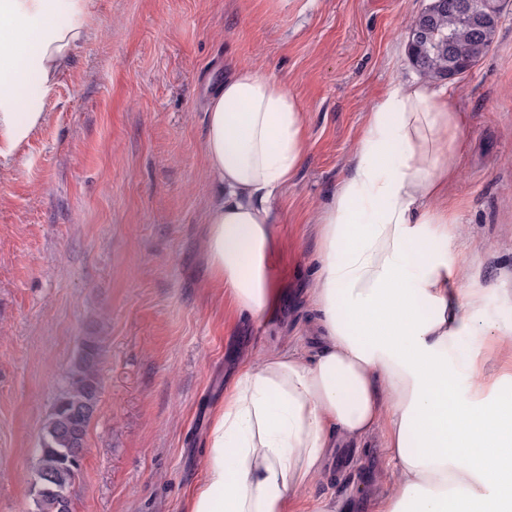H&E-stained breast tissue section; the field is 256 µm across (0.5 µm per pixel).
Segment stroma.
I'll use <instances>...</instances> for the list:
<instances>
[{
	"instance_id": "obj_1",
	"label": "stroma",
	"mask_w": 512,
	"mask_h": 512,
	"mask_svg": "<svg viewBox=\"0 0 512 512\" xmlns=\"http://www.w3.org/2000/svg\"><path fill=\"white\" fill-rule=\"evenodd\" d=\"M429 0H83L86 35L39 95L45 124L0 169V512H36V450L88 332L100 394L71 512H185L207 462L213 410L239 364L278 337L320 342L307 290L313 220L345 174L366 115L420 81L408 27ZM276 77L307 110L306 158L275 207L286 277L279 317L234 314L208 286L201 242L214 186L206 103L232 67ZM467 123L448 206L463 235V287L487 347L512 371V0L489 52L436 79ZM384 432L332 449L297 512H373L398 478Z\"/></svg>"
}]
</instances>
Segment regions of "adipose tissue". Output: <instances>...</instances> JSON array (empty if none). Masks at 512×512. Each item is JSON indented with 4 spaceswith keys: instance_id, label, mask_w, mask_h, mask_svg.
Returning <instances> with one entry per match:
<instances>
[{
    "instance_id": "1",
    "label": "adipose tissue",
    "mask_w": 512,
    "mask_h": 512,
    "mask_svg": "<svg viewBox=\"0 0 512 512\" xmlns=\"http://www.w3.org/2000/svg\"><path fill=\"white\" fill-rule=\"evenodd\" d=\"M85 37L82 0H0V167L46 120L51 90ZM463 114L445 92L399 82L372 108L348 170L316 219L308 290L322 341L313 356L272 348L246 360L207 434L187 512H292L337 441L386 429L398 481L374 512H512V399L474 346L477 290L461 287L448 164ZM307 150L306 109L287 86L240 65L206 106L205 167L216 183L202 248L236 313L274 319L281 248L273 201ZM467 369L472 396L452 384Z\"/></svg>"
}]
</instances>
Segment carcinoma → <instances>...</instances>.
Returning <instances> with one entry per match:
<instances>
[{"label":"carcinoma","mask_w":512,"mask_h":512,"mask_svg":"<svg viewBox=\"0 0 512 512\" xmlns=\"http://www.w3.org/2000/svg\"><path fill=\"white\" fill-rule=\"evenodd\" d=\"M436 27L447 40L436 39L424 47L409 52L414 67L428 79L442 78L453 72L461 75L484 57L494 38L475 41L468 24L453 18L448 10L436 20ZM455 44L448 52V41ZM100 339L83 338L72 366L67 387L56 399L43 425L37 449L35 493L37 512H71L70 487L78 470V458L72 450L83 447L89 423L97 409L99 398Z\"/></svg>","instance_id":"obj_1"}]
</instances>
